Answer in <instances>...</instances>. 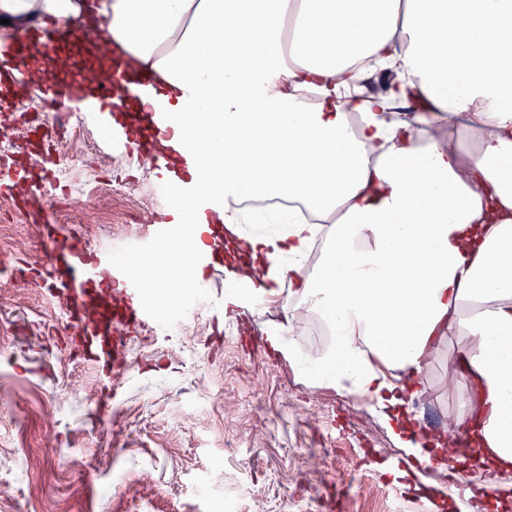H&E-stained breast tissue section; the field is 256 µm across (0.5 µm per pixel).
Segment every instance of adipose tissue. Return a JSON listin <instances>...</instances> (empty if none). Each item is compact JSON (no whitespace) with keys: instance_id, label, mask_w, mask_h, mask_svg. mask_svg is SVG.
<instances>
[{"instance_id":"ef3b65f1","label":"adipose tissue","mask_w":512,"mask_h":512,"mask_svg":"<svg viewBox=\"0 0 512 512\" xmlns=\"http://www.w3.org/2000/svg\"><path fill=\"white\" fill-rule=\"evenodd\" d=\"M1 19L17 39L107 28L101 61L155 74L184 139L209 144L190 171L202 192L288 196L322 217H221L256 274L235 306L286 289L330 325L326 354L303 355L290 322L268 331L274 353L369 397L401 447L444 470L410 392L457 338L472 467L512 473V0H0ZM383 68L396 84L365 95ZM442 119L448 146L424 141ZM178 206L191 223L136 266L152 296L203 277L182 257L209 250L210 226Z\"/></svg>"}]
</instances>
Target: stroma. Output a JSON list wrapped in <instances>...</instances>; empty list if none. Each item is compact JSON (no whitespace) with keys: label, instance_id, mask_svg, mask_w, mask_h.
I'll list each match as a JSON object with an SVG mask.
<instances>
[{"label":"stroma","instance_id":"stroma-1","mask_svg":"<svg viewBox=\"0 0 512 512\" xmlns=\"http://www.w3.org/2000/svg\"><path fill=\"white\" fill-rule=\"evenodd\" d=\"M14 123L0 159L53 155L22 201L0 183V512H457L437 468L386 476L409 459L364 398L302 378L265 343L285 321L288 293L263 310L224 316L223 264L206 267L191 292L168 291L185 328L169 336L136 324L121 342L135 361L102 365L61 318L49 278L32 277L48 245L33 220L52 209L92 246L139 242L164 209L156 173L136 155L110 152L98 127L75 125L44 84L13 88ZM81 158L66 165L70 155ZM135 191L116 196L112 188ZM427 391L411 406L429 432L455 428L460 387L448 355L424 370Z\"/></svg>","mask_w":512,"mask_h":512}]
</instances>
